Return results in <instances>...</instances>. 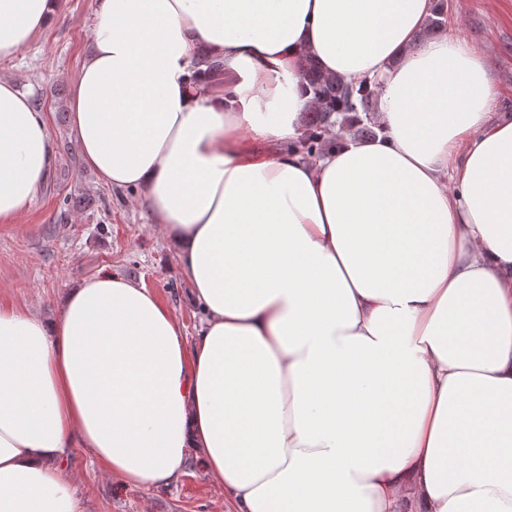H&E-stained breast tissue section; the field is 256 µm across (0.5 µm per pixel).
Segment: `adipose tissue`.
Returning <instances> with one entry per match:
<instances>
[{
    "instance_id": "1",
    "label": "adipose tissue",
    "mask_w": 512,
    "mask_h": 512,
    "mask_svg": "<svg viewBox=\"0 0 512 512\" xmlns=\"http://www.w3.org/2000/svg\"><path fill=\"white\" fill-rule=\"evenodd\" d=\"M56 6L0 0V60ZM439 8L96 0L81 159L145 192L202 322L108 272L52 319L0 304V512H85L76 448L147 489L199 457L227 512H512V118ZM307 59L376 82L373 137L303 153ZM34 99L0 78V224L56 162Z\"/></svg>"
}]
</instances>
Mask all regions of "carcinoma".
<instances>
[{"label":"carcinoma","instance_id":"cac0c4a2","mask_svg":"<svg viewBox=\"0 0 512 512\" xmlns=\"http://www.w3.org/2000/svg\"><path fill=\"white\" fill-rule=\"evenodd\" d=\"M303 78L319 104L307 121L301 142L305 154L320 155L326 148L324 132L327 127L345 123L348 113L360 112L367 121L373 118L377 93L369 85L356 88L339 77L325 75L311 60L304 64Z\"/></svg>","mask_w":512,"mask_h":512}]
</instances>
